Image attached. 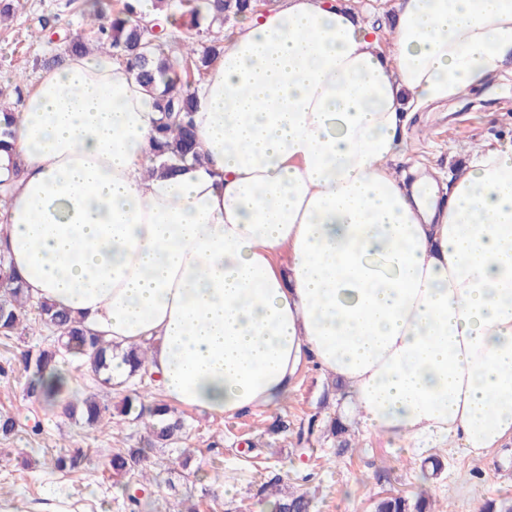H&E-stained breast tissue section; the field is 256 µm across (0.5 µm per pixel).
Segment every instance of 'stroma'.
I'll return each instance as SVG.
<instances>
[{"label":"stroma","mask_w":512,"mask_h":512,"mask_svg":"<svg viewBox=\"0 0 512 512\" xmlns=\"http://www.w3.org/2000/svg\"><path fill=\"white\" fill-rule=\"evenodd\" d=\"M86 0H13L11 16L0 22V105L20 109L22 96L40 72L51 68L59 38L92 40L80 16ZM512 145V61L481 92L459 96L451 105L417 113L408 125L409 164L436 168L444 176L466 165L473 143ZM28 311L26 334L0 331V414L19 419L0 436V497L20 499L35 512H50L65 497L71 512H129L123 484L112 478L109 460L122 448H141L152 478L144 512H267L273 499L265 487L279 477L284 489L309 493L313 512H372L376 498L427 491L450 512H477L485 500L512 496V445L489 457L462 448L418 453L404 444L353 428V448L337 454L332 440L307 435L310 417L320 424L340 413L344 395L314 364L300 372L288 397L276 408L232 418L182 410L185 428L175 443L157 448L143 422L109 414L93 426L67 418V402L96 388L92 373L68 356L62 369L71 384L54 400L25 395L30 377L20 361L27 351L52 345V333ZM81 448L84 460L73 473L54 469L60 452ZM445 463L433 474L431 457Z\"/></svg>","instance_id":"35a3bbf8"}]
</instances>
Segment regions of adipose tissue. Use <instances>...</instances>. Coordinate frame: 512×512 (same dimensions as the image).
Masks as SVG:
<instances>
[{"mask_svg":"<svg viewBox=\"0 0 512 512\" xmlns=\"http://www.w3.org/2000/svg\"><path fill=\"white\" fill-rule=\"evenodd\" d=\"M277 0L225 27L193 89L202 164L160 172L159 118L111 55L40 73L0 151V251L32 303L127 349L166 403L273 408L310 361L363 430L479 456L512 439V146L437 195L401 168L413 113L512 60V0ZM375 6L372 0H358L353 7L357 10L359 16L364 21H373L374 25L379 24V27L386 29L392 28V22L394 18L393 10H385L382 14H376L371 12V7Z\"/></svg>","mask_w":512,"mask_h":512,"instance_id":"adipose-tissue-1","label":"adipose tissue"}]
</instances>
